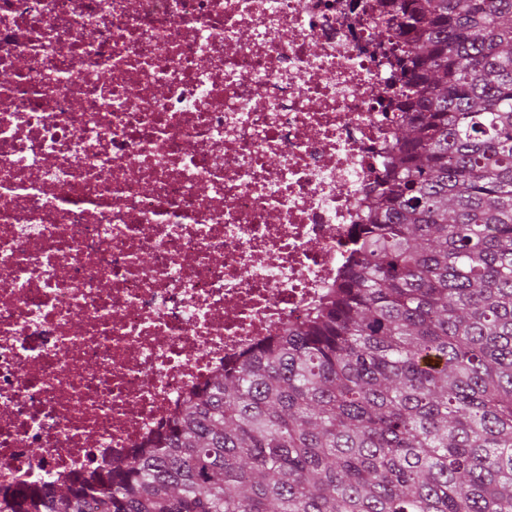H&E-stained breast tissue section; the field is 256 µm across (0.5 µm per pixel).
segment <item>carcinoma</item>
<instances>
[{
    "mask_svg": "<svg viewBox=\"0 0 512 512\" xmlns=\"http://www.w3.org/2000/svg\"><path fill=\"white\" fill-rule=\"evenodd\" d=\"M387 173L349 265L147 446L0 512H512V0H385Z\"/></svg>",
    "mask_w": 512,
    "mask_h": 512,
    "instance_id": "1",
    "label": "carcinoma"
}]
</instances>
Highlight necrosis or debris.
Segmentation results:
<instances>
[{
  "mask_svg": "<svg viewBox=\"0 0 512 512\" xmlns=\"http://www.w3.org/2000/svg\"><path fill=\"white\" fill-rule=\"evenodd\" d=\"M380 0H0V484L123 459L340 276Z\"/></svg>",
  "mask_w": 512,
  "mask_h": 512,
  "instance_id": "1",
  "label": "necrosis or debris"
}]
</instances>
